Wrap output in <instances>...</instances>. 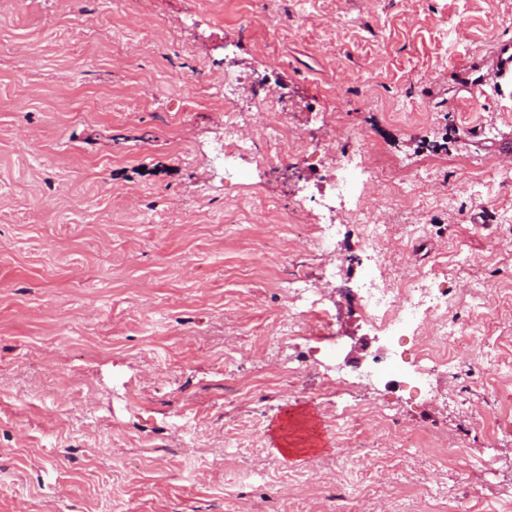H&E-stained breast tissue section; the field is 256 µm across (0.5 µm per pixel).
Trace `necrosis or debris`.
Segmentation results:
<instances>
[{"label": "necrosis or debris", "instance_id": "obj_1", "mask_svg": "<svg viewBox=\"0 0 512 512\" xmlns=\"http://www.w3.org/2000/svg\"><path fill=\"white\" fill-rule=\"evenodd\" d=\"M251 84L252 96L243 99L242 87ZM224 137L215 149L213 160L222 165L226 180L243 184L247 171L238 166L239 158L253 155L257 143L240 132L241 108L257 114L286 112L285 102L275 98L265 80L245 81L232 63L224 65ZM366 151L357 148L328 155L332 171L330 188L343 203L346 211L362 224L361 250L370 252L372 263L364 272L360 288V314L376 332L388 336L414 337L413 358L420 380L426 381V398L431 402H458L459 391L443 388L455 362L465 356L477 341L478 328H459L450 324L448 313L450 297L447 289L433 287L431 280L417 276L399 287H392L382 273L383 260L377 254V243L389 234L388 225L364 205V195L373 180L372 170L365 163ZM289 312L281 315L279 323L287 328L289 336L302 330L298 315L312 318L319 331V342H328L332 327L326 297L316 281L305 275L288 279Z\"/></svg>", "mask_w": 512, "mask_h": 512}]
</instances>
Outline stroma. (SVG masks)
I'll return each instance as SVG.
<instances>
[{
    "mask_svg": "<svg viewBox=\"0 0 512 512\" xmlns=\"http://www.w3.org/2000/svg\"><path fill=\"white\" fill-rule=\"evenodd\" d=\"M502 39L512 0H0V512H324L350 484L362 512H422L433 491L487 512L482 484L512 488V181L493 151L512 87L458 76ZM228 58L308 130L261 146L244 186L209 164ZM358 142L386 279L436 276L490 345L447 381L463 406L360 384L345 463L328 378L392 343L359 315V225L337 213L345 268L323 281L284 204L327 191L324 153ZM417 172L416 195H387ZM294 273L328 298L333 358L308 325L270 345ZM384 401L422 447L373 419ZM292 407L326 420L325 447L270 445ZM470 454L495 477L463 476Z\"/></svg>",
    "mask_w": 512,
    "mask_h": 512,
    "instance_id": "35a3bbf8",
    "label": "stroma"
}]
</instances>
